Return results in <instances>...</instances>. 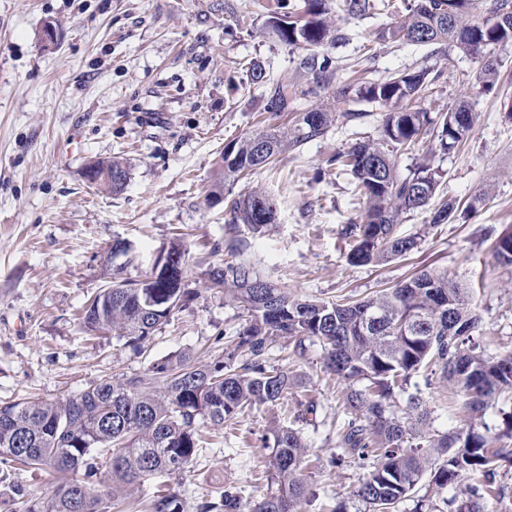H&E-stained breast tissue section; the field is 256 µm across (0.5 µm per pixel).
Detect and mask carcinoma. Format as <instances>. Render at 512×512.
Listing matches in <instances>:
<instances>
[{
	"label": "carcinoma",
	"mask_w": 512,
	"mask_h": 512,
	"mask_svg": "<svg viewBox=\"0 0 512 512\" xmlns=\"http://www.w3.org/2000/svg\"><path fill=\"white\" fill-rule=\"evenodd\" d=\"M331 0H265V24L288 45L308 51L303 67L316 86L326 85L333 60L315 49L344 39L330 21ZM347 15L362 18L390 4L379 0H342ZM476 0H404V14L378 33V38L421 47L450 44L474 58L494 55L512 45V14L501 26L488 28L471 18ZM454 24H448V11ZM426 68L398 72L383 79L347 85L342 98H356L383 112L378 138L356 140L330 157L320 178L350 174L361 214L341 232L352 265H383L418 247V237L396 229L404 215L430 209L429 226L451 224L460 217L452 200L430 206L443 177L435 158L448 155L463 138L448 125V113L420 111L413 103L434 84ZM288 85L278 84L270 107L288 110ZM349 122L365 112H344ZM322 105L299 113L294 124L250 131L224 146L220 171L206 201H224V250L231 260L203 272L224 298L245 314L234 348L221 351L204 366L176 353L154 362L146 372L105 379L76 396L54 401L23 398L0 403V507L7 512H87L84 494L96 495L94 512H112L132 496L148 476L179 474L200 445V427L227 433L238 418L265 406H276L297 388L296 375L273 364L269 353L283 339L304 352L305 342L321 347L324 372L345 385L347 419L337 432L338 458H352L369 468L356 496L365 512L393 509L425 478L441 491L466 479L495 474L512 463V412L502 413V428L493 436L480 429L484 412L499 398L512 396V354L489 357L474 340L478 315L467 292L440 271H420L392 288L361 298H300L288 287L260 275L246 258L249 237L276 223L274 200L260 189L235 196L224 185L255 169L267 167L287 150L323 137L340 117ZM428 139L426 153L408 173L399 172L397 154ZM91 166L112 173L96 186L110 192L124 188L126 164L99 159ZM177 261L123 279L112 294L96 289L80 314V324L95 336L103 331L136 345L197 297L187 280V249L169 244ZM493 254L512 266V231L495 241ZM427 372L457 388L464 427L440 433L431 427L424 400L408 393L411 379ZM407 395L405 404L398 398ZM295 423H276L263 436L271 449L269 474L275 489L253 503L248 512H300L307 488L301 477L308 445L296 424H315L318 402L307 398ZM109 468V483L97 480ZM53 471L61 480L40 500L27 499L26 489L10 471ZM502 495L490 484L465 487L453 499L454 512H481L483 494ZM186 504L162 485L143 512H185ZM197 512H242L241 497L231 485L197 505Z\"/></svg>",
	"instance_id": "obj_1"
}]
</instances>
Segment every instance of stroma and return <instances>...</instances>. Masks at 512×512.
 <instances>
[{
  "instance_id": "obj_1",
  "label": "stroma",
  "mask_w": 512,
  "mask_h": 512,
  "mask_svg": "<svg viewBox=\"0 0 512 512\" xmlns=\"http://www.w3.org/2000/svg\"><path fill=\"white\" fill-rule=\"evenodd\" d=\"M214 2L0 0V401L76 395L177 352L204 365L230 346L243 314L201 277L227 257L224 208L206 200L220 155L253 129L284 126L326 103L341 115L326 135L229 187L235 195L262 189L277 203L275 225L251 240L252 262L291 292L325 300L359 297L422 270L447 272L471 293L480 350L512 354V266L493 255L498 236L512 231V45L496 49L499 75L487 89L476 79L478 60L449 46L433 53L377 40L394 14L357 19L334 0L331 18L345 41L324 47L339 67L319 89L303 68L304 50L281 43L252 0H224L218 12ZM48 24L58 33L51 45L42 41ZM250 61L264 67L266 84H252L240 70ZM421 67L437 80L418 109L445 112L463 101L475 116L466 142L438 161V195L463 205L479 194L484 200L475 214L434 228L428 211L407 214L397 230L417 236L413 253L383 266L350 265L340 233L359 213L352 178L320 181L316 173L356 137H377L382 113L336 93L359 75ZM279 82L292 94L287 112L276 114L269 97ZM346 112L366 118L352 124ZM112 157L124 159L128 181L117 193L97 191L83 170ZM176 238L188 247L197 299L140 350L110 333L88 337L78 313L106 284L107 270L144 273ZM117 242L129 244L127 254L111 256ZM289 369L303 385L282 404L245 414L237 433L204 432L193 462L169 480L187 504L227 484L246 504L271 492L262 437L272 421L292 420L309 395L320 410L303 430L310 445L303 512H332L341 503L360 512L356 490L367 470L336 460L342 387L324 372L318 346L290 357ZM409 390L430 408L432 429L462 426L451 384L420 374Z\"/></svg>"
}]
</instances>
